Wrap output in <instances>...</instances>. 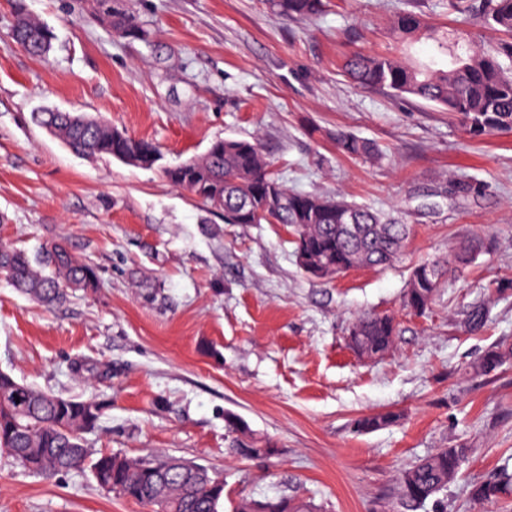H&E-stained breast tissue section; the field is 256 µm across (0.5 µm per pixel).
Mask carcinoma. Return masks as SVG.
Here are the masks:
<instances>
[{"label":"carcinoma","instance_id":"1","mask_svg":"<svg viewBox=\"0 0 512 512\" xmlns=\"http://www.w3.org/2000/svg\"><path fill=\"white\" fill-rule=\"evenodd\" d=\"M103 14L112 10L106 22L123 36L147 37L127 9L113 0H95ZM278 13L296 19L321 15L326 0H269ZM448 9L461 16V27L439 31L412 12L393 21V30L404 43L425 36L448 56V64L414 62L407 57L355 53L345 68L362 89H382L395 96H411L455 114L471 136H491L512 130V71L502 59H512V41L489 50L477 49L464 25L483 24L512 36V0H448ZM14 29L19 43L32 55L45 54L51 44L48 29L23 12L16 3ZM36 121L73 152L86 157L110 156L127 164L149 168L157 161L151 143L124 136L114 137L105 121L89 126L73 122L70 113H36ZM337 150L344 156L377 160L379 146L351 133L334 135ZM174 185L186 188L210 206L224 202L227 224H285L295 236V250L307 253L306 262L332 268L337 277L351 269L388 268L398 262L411 235V225L370 206L339 197L297 193L289 190L271 170L255 142L220 139L212 142L200 157L164 170ZM266 181L283 205L254 201L253 187ZM490 240L474 237L459 244L445 260L415 266L404 291V305L423 314L453 272L462 270L489 250ZM37 268L28 254L0 245V275L20 293L46 306L60 303L69 290H87L98 282L95 267L77 260L65 245L45 247ZM490 309L483 303L468 308L461 327L467 332L484 330ZM353 325L359 329L358 345L367 353L384 357L395 345L399 323L390 314L366 313ZM512 360V345L489 347L470 365L477 376L497 371ZM100 407L93 400L64 397L19 382L0 372V453L16 460L31 473L50 478L84 464L89 459L84 435L96 428ZM401 420L397 411L364 415L356 421L362 433H371ZM230 450L242 457L268 456L277 452L273 444L253 436L234 437ZM471 449L464 445L439 448L402 469L397 477L399 512H417L432 502L436 512H445L437 495L443 492L468 461ZM91 460V459H89ZM97 485L108 493L123 496L131 492L134 502L150 512H224V489L200 477L209 468L181 458L148 455L128 458L101 452L91 460ZM474 500H512V472L504 466L472 488ZM231 512H313L310 503L288 496L258 500L239 498Z\"/></svg>","mask_w":512,"mask_h":512}]
</instances>
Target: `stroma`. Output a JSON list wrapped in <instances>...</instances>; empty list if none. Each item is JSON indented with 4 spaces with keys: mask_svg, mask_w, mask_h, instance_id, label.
Masks as SVG:
<instances>
[{
    "mask_svg": "<svg viewBox=\"0 0 512 512\" xmlns=\"http://www.w3.org/2000/svg\"><path fill=\"white\" fill-rule=\"evenodd\" d=\"M148 32L120 37L91 0H25L50 29L35 57L12 44L0 0V242L37 254L64 241L98 271L94 290L52 308L0 278V371L101 406L91 453L171 455L224 475V500L294 497L317 512H392L401 468L464 444L470 461L440 497L447 512H503L473 484L512 463V363L468 365L512 344V131L466 134L456 117L346 76L356 51L399 54L390 22L423 14L454 28L448 0H328L321 16L274 14L266 0H123ZM104 117L154 143L153 167L82 157L33 119L45 110ZM344 131L381 160L339 155ZM257 142L284 184L338 194L413 228L402 259L330 280L303 273L282 224H228L163 170L213 141ZM480 186L466 193L462 184ZM475 234L490 253L452 274L425 315L404 309L413 267ZM493 321L471 335L467 307ZM367 311L401 325L393 352L362 361L348 328ZM402 413L372 433L361 416ZM276 443L231 454L226 416ZM0 512H149L97 485L90 467L45 479L0 454ZM512 360V345L498 344L489 347L470 365V370L477 376L488 375L497 371Z\"/></svg>",
    "mask_w": 512,
    "mask_h": 512,
    "instance_id": "35a3bbf8",
    "label": "stroma"
}]
</instances>
